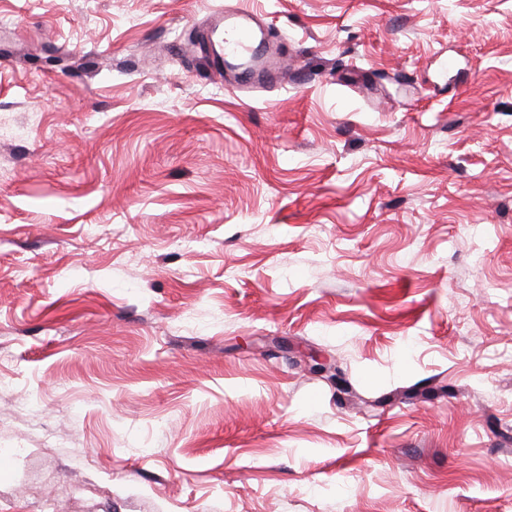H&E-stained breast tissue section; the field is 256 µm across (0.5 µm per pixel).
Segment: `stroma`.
<instances>
[{
    "mask_svg": "<svg viewBox=\"0 0 512 512\" xmlns=\"http://www.w3.org/2000/svg\"><path fill=\"white\" fill-rule=\"evenodd\" d=\"M1 457L0 512H512V0H0ZM255 25L258 23L254 12L239 8L219 12L209 21L203 30L202 45H206L210 51L215 75L225 79L228 68H235L238 85L252 88L263 87L277 80L281 70L280 54L261 53L260 44L256 45L258 31ZM220 28L225 36L218 40L219 49H213V37ZM240 63L248 66L240 71L237 68Z\"/></svg>",
    "mask_w": 512,
    "mask_h": 512,
    "instance_id": "stroma-1",
    "label": "stroma"
}]
</instances>
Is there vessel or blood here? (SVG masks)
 Returning a JSON list of instances; mask_svg holds the SVG:
<instances>
[{"label": "vessel or blood", "mask_w": 512, "mask_h": 512, "mask_svg": "<svg viewBox=\"0 0 512 512\" xmlns=\"http://www.w3.org/2000/svg\"><path fill=\"white\" fill-rule=\"evenodd\" d=\"M256 23L253 11L239 8L217 13L209 21L203 32V43L212 49L215 75H224L227 68H235L238 85L252 88L277 80L281 57L261 51Z\"/></svg>", "instance_id": "obj_1"}]
</instances>
